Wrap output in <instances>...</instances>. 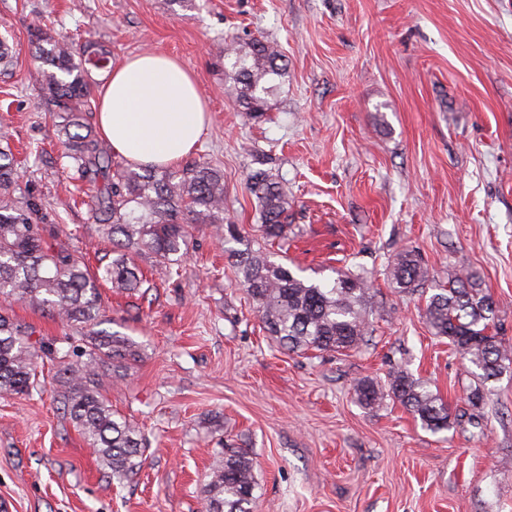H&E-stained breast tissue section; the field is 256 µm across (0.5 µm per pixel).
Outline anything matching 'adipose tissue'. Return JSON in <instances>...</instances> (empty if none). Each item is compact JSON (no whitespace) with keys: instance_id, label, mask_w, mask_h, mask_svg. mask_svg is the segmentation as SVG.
I'll return each instance as SVG.
<instances>
[{"instance_id":"ef3b65f1","label":"adipose tissue","mask_w":512,"mask_h":512,"mask_svg":"<svg viewBox=\"0 0 512 512\" xmlns=\"http://www.w3.org/2000/svg\"><path fill=\"white\" fill-rule=\"evenodd\" d=\"M208 111L192 74L154 52L113 67L98 99L97 126L114 152L144 166H173L198 143Z\"/></svg>"}]
</instances>
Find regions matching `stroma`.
<instances>
[{"label": "stroma", "instance_id": "obj_1", "mask_svg": "<svg viewBox=\"0 0 512 512\" xmlns=\"http://www.w3.org/2000/svg\"><path fill=\"white\" fill-rule=\"evenodd\" d=\"M145 52L193 73L210 121L190 156L224 172L225 221L303 279L372 274L374 332L345 355L292 353L263 327L236 281L214 225L191 229L179 274L133 253L147 281L103 290L100 327L130 337L134 360L103 392L140 430L131 478L99 466L61 408L57 365L31 394L0 397V501L11 512H201L212 465L247 451L255 512H512V361L476 383L447 339L431 334L422 293L397 292L386 267L418 252L428 288L469 271L496 305L512 350V0H0V132L20 167V204L86 252L111 245L87 206L73 204L56 120L32 74L37 34ZM278 43L286 77L263 118L226 90L229 43ZM287 193L286 244L260 238L252 170ZM32 340L78 346L82 331L51 311L0 298ZM428 381L450 427L432 433L399 402L361 406L354 384H387L394 369Z\"/></svg>", "mask_w": 512, "mask_h": 512}]
</instances>
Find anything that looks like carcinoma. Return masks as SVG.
Segmentation results:
<instances>
[{
  "label": "carcinoma",
  "mask_w": 512,
  "mask_h": 512,
  "mask_svg": "<svg viewBox=\"0 0 512 512\" xmlns=\"http://www.w3.org/2000/svg\"><path fill=\"white\" fill-rule=\"evenodd\" d=\"M37 76L56 108L58 136L65 157L79 178L97 185L92 217L112 240V259L92 275L83 255L68 243L46 234L39 209L17 205V169L10 146L0 145V297L47 308L60 320L85 330L78 359L75 351L52 342L37 344L12 318L0 314V397L29 394L38 386V359L50 356L59 367V396L64 413L81 431L101 468L126 479L140 467L145 449L138 428L112 411L100 392L104 369L133 355L135 343L117 332L95 329L102 311L100 288L117 293L135 291L144 282L128 253L146 251L169 269L177 268L187 252L189 225L215 224L236 260L239 285L256 304L271 338L299 353L359 349L372 336L369 299L371 277L359 269L343 272L330 284L310 283L288 267L254 250L236 224H224V173L209 163L178 171L136 170L112 161L96 131L85 122L91 111L89 76L111 62L110 52L89 51L71 42L42 36ZM234 70L231 86L247 116L257 119L285 77L283 54L273 43L253 38L245 48L226 52ZM248 189L257 200L267 240L288 242V198L281 181L267 170L249 177ZM389 274L393 286L414 293L428 281L427 267L412 250L397 254ZM423 318L432 334L448 343L479 373L486 384L500 374L508 349L498 336L495 304L481 280L466 272L430 296ZM359 404L373 407L391 397L427 430L449 428L448 408L427 384L404 371L389 375L384 388L372 379L353 386ZM203 512H253L257 482L252 459L244 450H228L209 473Z\"/></svg>",
  "instance_id": "cac0c4a2"
}]
</instances>
